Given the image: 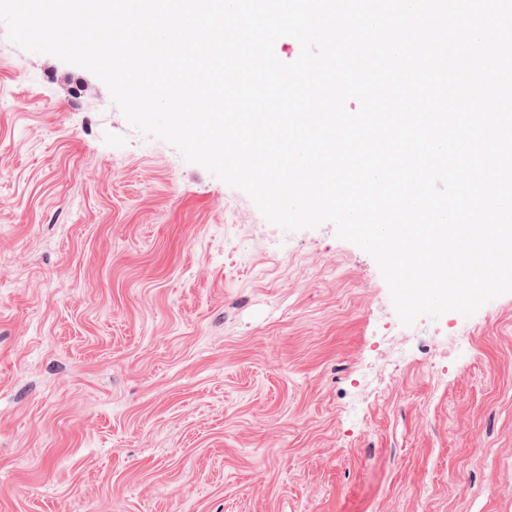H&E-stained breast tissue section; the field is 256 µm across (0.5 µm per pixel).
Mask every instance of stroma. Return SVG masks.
<instances>
[{"instance_id":"stroma-1","label":"stroma","mask_w":512,"mask_h":512,"mask_svg":"<svg viewBox=\"0 0 512 512\" xmlns=\"http://www.w3.org/2000/svg\"><path fill=\"white\" fill-rule=\"evenodd\" d=\"M0 512H512V293L403 326L0 24Z\"/></svg>"}]
</instances>
